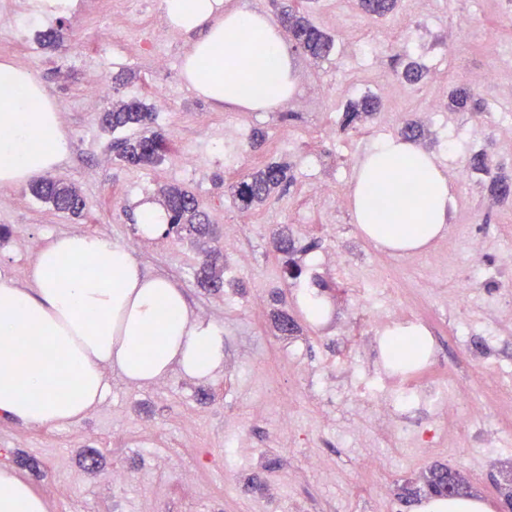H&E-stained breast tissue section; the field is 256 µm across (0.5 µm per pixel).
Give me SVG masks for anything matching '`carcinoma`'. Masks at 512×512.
Masks as SVG:
<instances>
[{
    "label": "carcinoma",
    "instance_id": "1",
    "mask_svg": "<svg viewBox=\"0 0 512 512\" xmlns=\"http://www.w3.org/2000/svg\"><path fill=\"white\" fill-rule=\"evenodd\" d=\"M361 10L373 19H382L393 14L397 0H358ZM280 23L292 37L304 54L316 62L329 59L334 46L333 36L325 33L308 19L299 15L292 6L282 7ZM453 107L463 111L475 101V93L468 86L456 88L450 94ZM382 106L381 100L365 94L347 101L340 112L341 129H354L363 120L377 114ZM155 112L152 107L137 97L112 102L104 112L102 126L106 130L138 129L139 135L125 137L115 142L117 157L127 165L146 168L156 165L167 149L164 135L153 129ZM472 169L482 173L488 182L491 195L499 200L512 197V178L490 170L486 163V154L477 153L472 158ZM288 166L273 162L263 168L241 176L230 187L233 204L242 212H248L264 204L280 187L291 182ZM30 192L36 199L51 205L55 210L78 217L86 203L77 187L60 181L38 177L30 184ZM162 204L168 211V232H182L196 238H207L214 233L213 225L199 210L197 197L190 191L170 185L159 190ZM276 251L284 256V269L291 276L298 275L300 265L293 258L295 248L292 240L286 236L274 238ZM197 282L203 288L224 287V264L220 263V253L212 252L197 271ZM465 481V478L450 467L435 466L430 469L426 480L429 493L439 492L444 485L453 481Z\"/></svg>",
    "mask_w": 512,
    "mask_h": 512
}]
</instances>
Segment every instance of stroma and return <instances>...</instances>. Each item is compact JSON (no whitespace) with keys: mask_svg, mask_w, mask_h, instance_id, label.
<instances>
[{"mask_svg":"<svg viewBox=\"0 0 512 512\" xmlns=\"http://www.w3.org/2000/svg\"><path fill=\"white\" fill-rule=\"evenodd\" d=\"M38 2L0 0V10L18 20L17 29L0 30V61L29 69L44 83L67 141L49 176L78 187L86 208L75 218L37 201L28 184L0 188V273L27 283L36 253L20 248L24 239L43 246L64 233L86 232L124 246L137 242L133 255L141 268L173 280L194 313L223 326L224 367L204 381L175 371L150 386L108 371L104 402L74 425L32 426L0 413V467L26 477L48 512H417L421 497L403 499L404 489L422 487L429 469L443 465L469 480L472 497L500 512L502 494L512 489V447L449 436L443 449L421 454L409 439L375 428L368 403L350 392L344 368L356 355L369 362L388 358L358 301L361 288L399 294L395 310L439 337L441 366L452 376L489 372L478 355L486 346L499 364H512V324L500 320V299L512 285V200H492L479 186L481 174L471 173L457 185L446 236L428 254L392 263L361 236L348 209L333 211L313 187L326 183L347 194L366 149L396 135L394 113L421 121V147L436 153L449 174L476 151L512 174V142L502 136L512 124L511 78L477 85L483 111L428 112L429 101L464 80L467 69L512 57V0H401L395 15L378 21L364 16L356 0H296V9L336 40L326 61L291 54L309 72L321 106L314 116L235 111L190 91L181 78L190 38L166 29L163 0H78L73 12L35 19ZM336 15L342 18L337 27L328 22ZM58 25L67 30L64 45L41 47L38 33ZM413 52L429 74L419 87L397 77ZM118 75L124 82L113 84V98L172 102L156 116L168 143L157 166L136 169L118 161L113 134L100 122L102 105L86 100L89 86L113 83ZM379 76L392 87L382 112L358 129L324 136L339 108L375 92ZM257 128L267 142L254 150L250 137ZM188 154L195 169L182 164ZM271 161L289 164L292 182L266 205L239 211L228 184ZM166 184L191 190L220 237L236 238L237 251L224 255L225 288L209 290L194 280L205 245L185 236L140 237L134 207ZM280 230L312 255L345 254L341 266L318 273L320 294L331 304L322 325L308 321L298 300L301 285L284 275L273 245ZM470 239L486 244L487 274L463 311L449 296L471 270ZM452 241L459 244L453 263L428 267V255L447 251ZM281 311L296 320L294 335L276 329ZM457 329L469 331V347L450 340ZM492 331L501 340L490 346L485 338ZM286 403L293 429L283 436L276 420ZM375 456L382 459L377 470L369 466ZM315 458L322 468L312 467ZM116 471L127 474L125 484H113Z\"/></svg>","mask_w":512,"mask_h":512,"instance_id":"obj_1","label":"stroma"}]
</instances>
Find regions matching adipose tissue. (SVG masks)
I'll use <instances>...</instances> for the list:
<instances>
[{
  "mask_svg": "<svg viewBox=\"0 0 512 512\" xmlns=\"http://www.w3.org/2000/svg\"><path fill=\"white\" fill-rule=\"evenodd\" d=\"M192 37L188 89L239 111L266 112L294 91L284 38L224 0H163ZM66 153L60 116L30 71L0 63V188L52 170ZM456 188L438 156L389 137L356 167L347 197L361 235L414 255L447 232ZM20 285L0 275V412L27 425L77 423L110 391L107 370L150 385L172 371L206 380L224 364V330L194 314L171 280L145 273L126 247L84 232L41 247ZM0 512H47L31 483L0 468Z\"/></svg>",
  "mask_w": 512,
  "mask_h": 512,
  "instance_id": "1",
  "label": "adipose tissue"
}]
</instances>
